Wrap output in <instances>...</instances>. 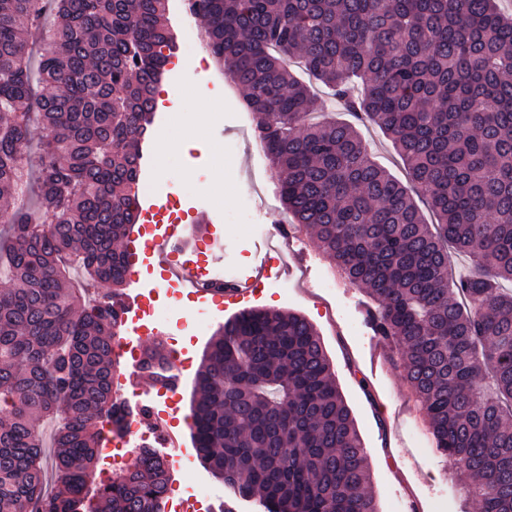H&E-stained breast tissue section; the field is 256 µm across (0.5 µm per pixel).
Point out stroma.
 Here are the masks:
<instances>
[{
    "label": "stroma",
    "mask_w": 512,
    "mask_h": 512,
    "mask_svg": "<svg viewBox=\"0 0 512 512\" xmlns=\"http://www.w3.org/2000/svg\"><path fill=\"white\" fill-rule=\"evenodd\" d=\"M203 104L210 105L212 118L194 123V111ZM222 109L220 99L192 87L190 98L180 103L175 124H154L143 149L140 180L153 182L162 177L167 185L178 186L190 210L189 224L202 226L195 234L196 240L215 243L213 249L198 253V261L220 268L237 259L248 276L268 260L269 253L263 234H246L247 225L274 226L283 210L276 201L273 180L265 181L261 195L254 200L241 195L240 174L258 163L256 139L253 131L236 127L232 118H221ZM188 131L204 142L205 151L196 158L173 154L166 166H159L160 144ZM219 168L226 172L221 183L214 180ZM288 265L292 272L281 276L282 290L264 289L238 305L221 299L211 302L213 321L189 341L192 362L180 375L181 413L190 411L193 383L208 342L240 307L302 314L320 334L334 366L336 383L370 452L371 491L381 512H433V504L444 489L453 493L448 512H464L466 503L456 493L463 471L435 450L424 452L418 447L427 431L403 380L398 356L386 351L383 365L375 369L370 366V350L378 339L368 323L369 300L364 292L343 281L335 297L320 292L317 283L331 267L308 235L295 237Z\"/></svg>",
    "instance_id": "stroma-1"
}]
</instances>
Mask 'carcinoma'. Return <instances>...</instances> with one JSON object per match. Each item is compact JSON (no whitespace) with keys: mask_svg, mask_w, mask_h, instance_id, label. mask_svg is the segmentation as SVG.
<instances>
[{"mask_svg":"<svg viewBox=\"0 0 512 512\" xmlns=\"http://www.w3.org/2000/svg\"><path fill=\"white\" fill-rule=\"evenodd\" d=\"M168 0H0V512H161L151 448L88 482L125 408L112 392L141 143L175 50ZM210 55L291 223L372 302L375 335L477 512H512V15L498 0H199ZM387 134L407 188L357 128L314 119V86ZM47 131L32 162L28 143ZM426 197L428 222L412 193ZM472 270L449 273L450 250ZM104 288L85 301L71 284ZM156 339L141 370L166 376ZM198 458L260 512H380L355 418L316 327L251 308L207 345ZM54 421L47 488L40 421Z\"/></svg>","mask_w":512,"mask_h":512,"instance_id":"carcinoma-1","label":"carcinoma"}]
</instances>
